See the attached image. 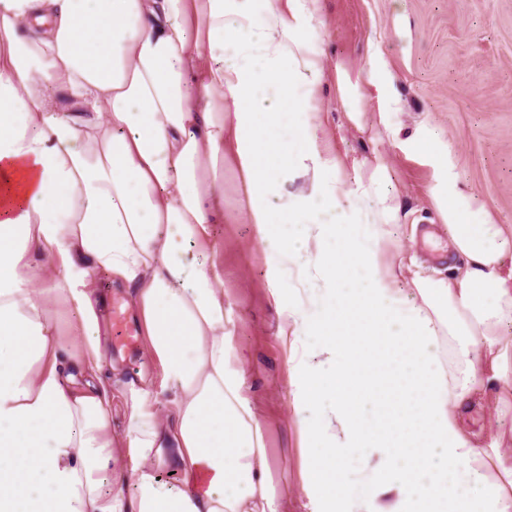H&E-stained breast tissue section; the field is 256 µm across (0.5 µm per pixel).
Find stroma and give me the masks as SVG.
<instances>
[{
  "label": "stroma",
  "mask_w": 512,
  "mask_h": 512,
  "mask_svg": "<svg viewBox=\"0 0 512 512\" xmlns=\"http://www.w3.org/2000/svg\"><path fill=\"white\" fill-rule=\"evenodd\" d=\"M311 46L323 80L311 101L321 146L348 186L369 183L384 167L382 188L400 206L387 227L386 262L411 259L416 270L448 278L464 267L452 253L436 196H447L443 166L496 223L512 228V0H318ZM233 157L224 160V221L213 225L224 267V309L243 357L244 394L261 425L281 512H313L301 476V437L288 358L278 334L274 285L255 225L238 201ZM102 342L112 363V431L122 434L131 389L165 400L160 367L143 343L112 340V309L132 311V291L101 275ZM461 432L479 448L501 444L512 458V388L493 383L458 413Z\"/></svg>",
  "instance_id": "35a3bbf8"
}]
</instances>
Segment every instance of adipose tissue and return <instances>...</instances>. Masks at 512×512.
<instances>
[{
  "label": "adipose tissue",
  "instance_id": "1",
  "mask_svg": "<svg viewBox=\"0 0 512 512\" xmlns=\"http://www.w3.org/2000/svg\"><path fill=\"white\" fill-rule=\"evenodd\" d=\"M286 2L258 25L247 0H0V512H280L224 270L186 259L217 250L228 151L273 272L301 271L271 291L279 333L320 340L291 381L316 512H512L456 416L486 381L512 386L497 337L512 237L449 172L444 224L465 266L396 287L382 246L399 206L346 188L322 151L315 0ZM99 271L133 288L170 394L162 414L133 390L119 436L107 386L75 383L103 369ZM300 287L313 311L293 304ZM444 340L462 370L443 368Z\"/></svg>",
  "mask_w": 512,
  "mask_h": 512
}]
</instances>
